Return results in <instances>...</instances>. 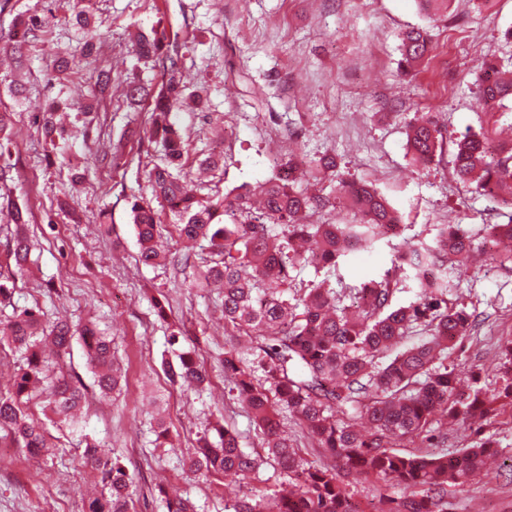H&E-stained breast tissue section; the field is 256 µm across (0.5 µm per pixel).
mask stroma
<instances>
[{"mask_svg":"<svg viewBox=\"0 0 512 512\" xmlns=\"http://www.w3.org/2000/svg\"><path fill=\"white\" fill-rule=\"evenodd\" d=\"M74 0H9L0 13V46L9 43L16 15L52 13L37 46L24 47L23 66L0 63V109L14 113L16 138L8 185L29 213V230L40 241L36 264L19 280L10 304L40 308L46 319L95 321L112 338L124 378L119 393L95 398L85 409V432L112 448L133 474L137 512H165L164 494L190 497L198 512H225L227 501L261 488L274 491L283 477L266 468L260 479L234 476L216 481L189 473L184 463L203 435L228 427L246 452L261 440L224 379V296L200 288L199 259H186L183 246L168 242L169 262L147 267L131 219V204L151 202L162 223L174 217L154 198L143 164L162 152L145 133L143 110L129 106L125 82L159 84L161 74L138 59L137 32L165 26L177 37L182 74L190 89L207 99L204 109L184 105L176 119L191 142L184 167L196 196L215 202L233 188L273 177L288 157L335 156L336 173L320 184L333 207L316 214L320 223L349 219L337 200L339 180L369 181L404 217L401 238H385L368 252L353 251L332 279L337 287L378 277L390 267L401 239H430L431 225L462 224L470 230L495 222L496 205L456 180L454 140L478 130L477 80L486 62L512 71V0H450L447 17L429 16L416 0H88L100 22V51L88 56L71 25ZM411 27L426 28L432 51L414 76L401 72L399 45ZM71 55V72L56 80L54 54ZM109 66L112 96L91 126L76 124L56 143L41 134V112L52 103L68 108L89 96L95 68ZM24 89L15 99L11 87ZM434 113L443 151L435 161H413L407 133L420 116ZM123 152L125 166L107 159ZM222 155L220 167L199 177L196 159ZM450 293L478 314L476 332L460 339L448 359L461 377L480 375L481 386L498 388L499 345L512 336V264L492 260L480 248L473 260L449 270ZM165 317H158L155 301ZM177 344H169L171 333ZM192 352L209 376L205 391L172 385L166 363ZM164 422L168 443L155 433ZM489 438L500 452L486 474L448 490V512H512V424H455L443 433L452 453ZM55 456L42 461L16 449L11 466L0 470V512H79L89 471L78 437L65 435Z\"/></svg>","mask_w":512,"mask_h":512,"instance_id":"obj_1","label":"stroma"}]
</instances>
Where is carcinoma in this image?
Masks as SVG:
<instances>
[{
    "instance_id": "carcinoma-1",
    "label": "carcinoma",
    "mask_w": 512,
    "mask_h": 512,
    "mask_svg": "<svg viewBox=\"0 0 512 512\" xmlns=\"http://www.w3.org/2000/svg\"><path fill=\"white\" fill-rule=\"evenodd\" d=\"M72 21L83 33V52L93 53L97 28L81 10ZM50 24L46 15L20 19L17 44L37 41ZM431 42L423 28H411L401 40V64L409 67L429 53ZM136 55L158 65L163 78L158 87L127 84L126 99L145 110L152 137L161 143L164 162L145 170L156 198L167 202L176 222L161 223L147 203L135 200L132 223L140 242L139 261L152 266L166 259L159 247L165 235L205 242L211 257L205 261L201 285L215 282L224 288V330L230 338L244 337L246 350L230 344L224 352V378L251 415L273 460L287 477L276 499V512H359L347 483L357 473L367 479L391 481L401 495L382 494L372 512H448V486H463L479 476L488 457L497 454L494 442H472L455 455L426 450L429 433L443 428L434 420L440 410L463 423L490 421L512 405V337L500 346V388L488 393L475 385L458 387L455 369L448 367L452 342L470 333L476 314L448 298V265L466 263L476 248V237L459 224H441L431 240L406 241L392 264L375 279L355 288L336 290L325 278L297 286L294 272L312 263L336 270L350 251L372 247L385 237L382 227L403 225V216L387 197L366 182H342L339 192L353 215L347 224H301L299 217L322 204L295 188L298 161L277 165L275 176L254 188L225 195L220 204H203L194 189L179 176L190 156V145L172 112L179 105L204 104L202 95L186 93L178 50L165 30L154 28L135 39ZM71 67L70 54L58 53L52 73L61 80ZM93 99L77 104L84 124L92 123L97 106L112 86V69L101 67L93 76ZM477 99L487 122L512 101V79L478 81ZM56 107L43 114L45 138L61 133ZM13 113L0 110V180L9 178ZM432 119L411 126L408 135L412 159L433 161L438 151ZM494 129L481 127L456 143L455 177L476 192L500 201L506 211L499 220L483 225L485 238L512 242V142L488 152ZM0 210L11 214L16 231L4 245L0 261V300L11 297L20 276L28 271L35 243L27 230L29 216L7 193H0ZM229 217L221 223L220 216ZM416 289L407 305L392 304L401 288ZM79 341L92 374V387L108 398L121 375L112 353V339L91 322L56 321L45 328L38 308H23L0 319V348L23 355V365L6 390L0 391V439L23 448L33 459L45 456L47 430L33 408L69 432L83 429L86 385L69 373L73 341ZM168 374L178 384L207 382L205 372L189 353L177 355ZM262 373L256 377L255 373ZM289 414L306 434L334 459L314 465L299 453L283 430L282 413ZM366 419L370 434L353 430L352 421ZM407 441L417 448L396 451ZM82 458L101 484L99 495L83 500L84 512H132L133 479L111 450L95 439H85ZM264 458L240 448L238 434L218 431V441L201 439L188 459L194 475L224 479L260 475ZM225 512H266V496L236 499Z\"/></svg>"
}]
</instances>
